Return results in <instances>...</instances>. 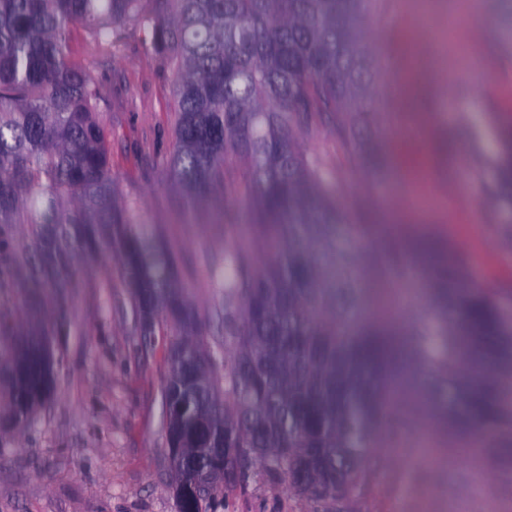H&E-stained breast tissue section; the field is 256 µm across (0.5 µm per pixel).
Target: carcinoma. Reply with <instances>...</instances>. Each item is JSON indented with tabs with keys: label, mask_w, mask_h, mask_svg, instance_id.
Returning <instances> with one entry per match:
<instances>
[{
	"label": "carcinoma",
	"mask_w": 512,
	"mask_h": 512,
	"mask_svg": "<svg viewBox=\"0 0 512 512\" xmlns=\"http://www.w3.org/2000/svg\"><path fill=\"white\" fill-rule=\"evenodd\" d=\"M374 0H0V425H23L51 389L44 337L68 322L67 288L85 259L116 256L137 311L165 326L166 363L201 366L206 386L179 392L183 454L196 455L201 419L242 449L243 477L216 473L201 492L216 512L224 489L303 465L352 508L362 462L386 427L399 373L431 366L440 394L471 438L512 434V313L461 274L429 273L435 303L407 350L375 360L373 335L353 332L362 293L346 223L302 141L319 122L350 145V125L374 111L376 79L360 37ZM128 29L149 30L176 102L170 185L193 210L243 197L260 228L255 249L225 253L224 345L206 346L201 314L173 273L166 245L137 232L112 178L102 89L73 56L79 32L109 52ZM241 166L237 175L228 161ZM41 294L51 320L21 333L15 318Z\"/></svg>",
	"instance_id": "carcinoma-1"
}]
</instances>
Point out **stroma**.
<instances>
[{"label":"stroma","mask_w":512,"mask_h":512,"mask_svg":"<svg viewBox=\"0 0 512 512\" xmlns=\"http://www.w3.org/2000/svg\"><path fill=\"white\" fill-rule=\"evenodd\" d=\"M378 92L368 134L351 152L316 127L304 140L348 215L362 267L364 322L411 326L430 303L428 271L458 257L466 278L512 311V0H379L364 32ZM97 63L112 176L137 230L163 238L201 312L206 341L223 343L224 253L247 244L250 210L226 200L234 224L203 223L169 186L175 100L149 37L125 31ZM481 57L486 77L465 59ZM69 329L50 345L62 364L49 402L28 426L0 436V512H176L162 402V351L139 346V316L119 262L81 266ZM432 376L405 372V396L366 462L372 480L356 512H512V437L482 450L484 478L458 450L466 431L429 419ZM430 447L403 456L405 436ZM221 512H333L313 508L287 478L255 471L248 492L228 491Z\"/></svg>","instance_id":"35a3bbf8"}]
</instances>
